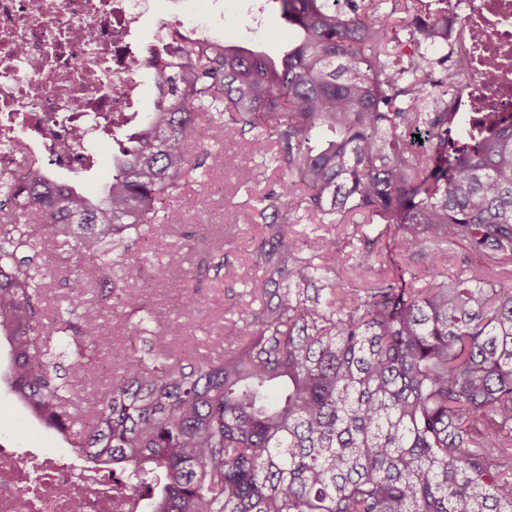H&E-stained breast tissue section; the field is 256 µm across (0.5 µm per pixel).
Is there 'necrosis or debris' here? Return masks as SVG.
I'll return each mask as SVG.
<instances>
[{
    "mask_svg": "<svg viewBox=\"0 0 512 512\" xmlns=\"http://www.w3.org/2000/svg\"><path fill=\"white\" fill-rule=\"evenodd\" d=\"M141 0H0V175L93 170V144L139 122ZM453 111L512 113V0H448ZM0 512H141L101 467L0 444Z\"/></svg>",
    "mask_w": 512,
    "mask_h": 512,
    "instance_id": "1",
    "label": "necrosis or debris"
}]
</instances>
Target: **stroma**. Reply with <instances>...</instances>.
Segmentation results:
<instances>
[{
  "mask_svg": "<svg viewBox=\"0 0 512 512\" xmlns=\"http://www.w3.org/2000/svg\"><path fill=\"white\" fill-rule=\"evenodd\" d=\"M223 4L220 23L226 41L269 54L282 52L291 42L293 32L281 16L278 0H223ZM254 11L262 21L256 28L250 22ZM200 157L203 166L183 187L185 195L196 198L195 208L172 204L169 222L145 233L151 262L143 270V297L164 321L183 324V334L171 338L175 355L191 351L213 358L224 352L218 326L260 305L257 289L263 269L256 248L267 229L251 223L250 215L266 183H238L237 167L260 164L263 146L246 138L225 137L219 121L208 122ZM364 230L360 237L339 226L329 234L340 258L335 276L341 287L360 289L374 280V273L362 272L357 266L368 237L375 241L376 265L388 269L390 275L411 278L413 286L424 284L427 270L403 257L396 225L368 224ZM0 437L19 448L65 445L61 435L32 418L4 385L0 386Z\"/></svg>",
  "mask_w": 512,
  "mask_h": 512,
  "instance_id": "obj_1",
  "label": "stroma"
}]
</instances>
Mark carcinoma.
Instances as JSON below:
<instances>
[{
    "mask_svg": "<svg viewBox=\"0 0 512 512\" xmlns=\"http://www.w3.org/2000/svg\"><path fill=\"white\" fill-rule=\"evenodd\" d=\"M298 40L281 58L175 32L156 53L166 103L112 162L92 198L38 175L0 192V373L29 414L85 464L141 489L145 512H512V287L501 272L448 274L437 251L462 242L512 263V116L460 134L448 112L445 0L422 30L371 20L375 0H279ZM409 45L408 64L388 51ZM224 135L256 128L274 147L262 305L224 324V356L173 354L168 323L139 299L133 251L163 200L184 208L200 163V113ZM319 224H397L429 280L379 283L350 304L325 237L307 256L278 202ZM60 240L76 265L49 318L38 248ZM119 285L128 335L99 400L83 406L58 373L103 369L105 314L89 274ZM154 323L149 328L147 324Z\"/></svg>",
    "mask_w": 512,
    "mask_h": 512,
    "instance_id": "obj_1",
    "label": "carcinoma"
}]
</instances>
